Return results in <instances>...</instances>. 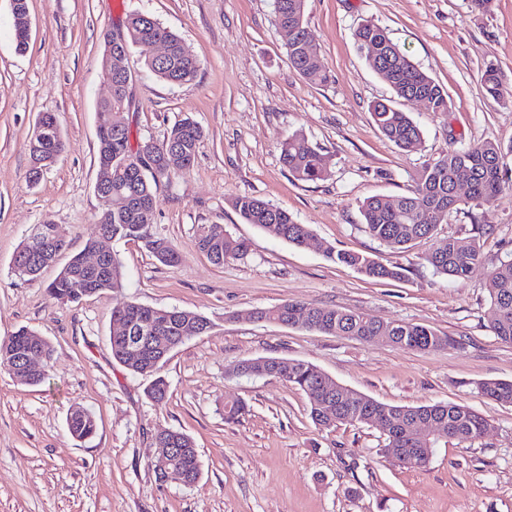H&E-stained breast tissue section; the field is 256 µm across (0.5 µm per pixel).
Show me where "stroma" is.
Returning <instances> with one entry per match:
<instances>
[{
	"label": "stroma",
	"instance_id": "35a3bbf8",
	"mask_svg": "<svg viewBox=\"0 0 512 512\" xmlns=\"http://www.w3.org/2000/svg\"><path fill=\"white\" fill-rule=\"evenodd\" d=\"M31 39L17 52L10 0H0V343L22 326L46 337L47 377L20 383L0 359V512H512V405L478 394V382L512 380V343L493 336L488 274L512 251V158L492 207L448 214L439 237L479 243L468 279L434 273L425 244L389 250L367 233L360 203L408 193L416 172L459 143L512 145V105L485 95L481 76L497 67L512 88V0L487 12L469 0H307L306 22L329 70L327 83L301 77L288 62L273 0H28ZM154 16L177 34L199 64L189 85L159 80L131 51L133 103L124 118L132 140L162 141L174 122L202 126L195 161L162 181L150 234L178 251L160 264L139 240L106 249L125 272L121 292L77 303L47 292L72 254L97 237L101 211L95 106L109 92L100 65L102 35L126 12ZM390 38L448 92L434 113L398 101L423 137L406 152L385 139L370 106L391 90L353 39L363 21ZM60 118L66 149L30 181V138L41 113ZM303 134L325 157L317 182L290 176L280 142ZM257 196L308 225L298 248L245 223L235 197ZM58 225L68 243L35 279L15 275L14 255L30 228ZM221 224L250 244L247 256L213 264L195 245L197 225ZM399 266L398 280L371 279L324 255L326 246ZM178 307L207 317L211 329L175 350L160 370L165 400L145 394L148 378L115 362L109 343L119 300ZM287 301L313 302L387 323L430 327L452 340L422 352L367 344L272 322L250 312ZM309 362L338 383L381 402L466 405L489 422L474 441L441 438L425 468L398 466L380 431L366 424L315 425L306 395L277 378L229 375L246 358ZM249 411L224 419L225 400ZM96 418L86 440L67 429L71 407ZM179 430L198 448L201 476L185 485L159 481L157 434Z\"/></svg>",
	"mask_w": 512,
	"mask_h": 512
}]
</instances>
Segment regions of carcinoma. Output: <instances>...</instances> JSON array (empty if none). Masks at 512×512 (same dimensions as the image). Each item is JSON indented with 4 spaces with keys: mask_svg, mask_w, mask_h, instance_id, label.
<instances>
[{
    "mask_svg": "<svg viewBox=\"0 0 512 512\" xmlns=\"http://www.w3.org/2000/svg\"><path fill=\"white\" fill-rule=\"evenodd\" d=\"M306 0H274L277 25L288 30L285 43L288 61L303 78L318 83L328 81V74L318 48L306 46L308 29L305 23ZM126 47L123 52L139 50L146 67L162 81L180 86L196 81L199 71L197 61L181 53L182 40L162 25L152 15L133 11L125 16ZM358 49L367 48L371 54V65L376 74L389 86L392 97L380 99L370 107L375 124L381 134L404 151L414 150L422 140V131L406 112L395 107V100L410 99L417 93L428 96L430 111H448V93L436 80L423 72L389 37L386 29L367 21L354 32ZM164 41L170 53L163 59L148 55L149 47ZM485 93L498 102L512 103V89L505 86L498 68L486 66L482 75ZM128 105L127 90L117 84L113 87L112 102L96 107L95 114L105 115L110 107ZM43 126L41 137L35 139L36 150L32 161L43 160L54 151H62L65 142L58 118L45 112L38 118ZM97 150L96 163L112 157V167H117L131 156L134 148H146L147 157L155 169H144L120 173L112 177V193L131 198L132 206L125 212H108L101 209L98 224L112 227V236L118 240H141L145 247L162 264L173 266L178 255L170 242L160 236L147 233L146 225L139 216L141 208L155 209L159 183L172 174L184 170L195 160L203 129L190 118L176 122L160 142L143 139L132 144L130 130L106 133L102 126L95 128ZM280 159L283 166L297 180L314 182L327 173L326 163L320 151L307 138L293 133L280 143ZM512 155V145L503 147L485 141L460 148H451L442 156L426 163L417 173L414 185L405 195L394 198L371 196L361 206L365 228L369 235L381 245L392 250L407 249L417 243L429 242L431 247L423 253L422 260L435 273L454 279H464L479 261V249L475 245L462 247L453 237L435 239L441 215L449 212L452 204V189L459 171L469 173V196L466 204L484 207L493 204L503 190L501 170L505 159ZM233 208L247 224H255L288 243L303 247L311 238L306 224L297 223L288 211L276 207L253 195H240L233 200ZM195 244L213 263L222 265L228 260L240 259L250 250V244L229 233L222 224H200L195 232ZM328 259L356 269L369 278L400 279L401 268L385 265L366 255L338 250L329 245L325 249ZM81 254L71 256L55 279L47 286L48 294L60 303L76 302L85 297V292H117L124 287L123 266L117 257H112L108 267L99 272L86 269ZM38 255L18 250L14 256V271L27 277L25 269L37 261ZM488 292L491 305L496 311L491 331L504 342H512V252L498 260L490 272ZM170 314L163 331L151 336L147 343V357L140 365L126 361L128 340L126 336L140 335V328L151 314ZM298 313L297 323L308 330L347 336L365 343L378 341L380 327L372 318L361 313L313 303L284 302L272 308L255 311L257 319L276 322L285 317L293 318ZM125 321L129 332L112 334L110 338L112 357L132 372L151 378L146 388L153 401H162L168 393L166 379L159 375L161 364L167 356L183 343L200 336L199 329L208 318L177 307L162 308L134 302L121 301L112 309V322ZM391 328L384 343L406 349L441 351L448 349L450 339L437 331L415 323L399 321L384 324ZM37 332L27 327L15 331L7 342L0 345V356L14 366L20 350L33 342ZM234 376L274 377L302 391L308 398L310 418L318 425L327 427L321 412L322 401L329 397L337 409L336 421L340 423L377 424L386 436V447L405 449V457L397 458L406 469H421L429 456L411 452L413 448H431L432 440L422 443L417 427L426 421L440 422L448 426V437L460 441L483 437L489 424L472 409L458 404H433L405 407L381 403L365 394L336 384L329 375L304 361L267 358L263 364L253 359H243L230 369ZM479 393L501 404H512V381L490 380L478 384ZM248 411L247 404L239 399L224 402V419L235 421ZM67 427L72 437L85 439L95 434L97 423L89 412L80 406L71 408L67 416ZM165 448H177L180 466L187 473L188 484H193L201 473L197 448L185 433L171 431Z\"/></svg>",
    "mask_w": 512,
    "mask_h": 512,
    "instance_id": "carcinoma-1",
    "label": "carcinoma"
}]
</instances>
